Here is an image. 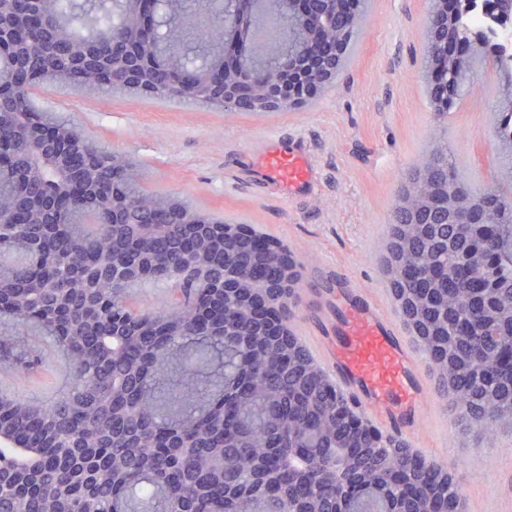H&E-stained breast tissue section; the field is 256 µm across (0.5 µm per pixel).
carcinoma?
Masks as SVG:
<instances>
[{"mask_svg": "<svg viewBox=\"0 0 512 512\" xmlns=\"http://www.w3.org/2000/svg\"><path fill=\"white\" fill-rule=\"evenodd\" d=\"M152 34H140L137 5L113 13L79 0H0V28L22 29L5 44L4 68L23 84L0 93V138L10 150L0 174V365H38L33 332L59 349L72 383L45 403L0 400V512H445L456 495L448 466L389 436L373 438L342 417L344 393L293 334L259 323L253 295L297 316L281 266L287 249L255 255L224 240V221L190 200L148 192L126 157L84 139L66 118L39 111L32 89L65 84L169 98L174 61L189 101L230 27L250 20L238 0H215L212 18L154 0ZM461 8L454 40L471 35ZM367 21V0L336 18L350 61ZM475 56L453 78L423 53L431 102L446 112ZM512 103L497 134L512 150ZM476 201L469 220L448 216V196ZM389 286L443 381L457 424L486 431L512 425V196L470 190L448 151L425 154L407 176L388 225ZM216 282L235 270L234 289L205 292L190 271ZM164 284L174 301L137 312L128 289Z\"/></svg>", "mask_w": 512, "mask_h": 512, "instance_id": "obj_1", "label": "carcinoma"}]
</instances>
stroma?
Wrapping results in <instances>:
<instances>
[{"label": "stroma", "instance_id": "35a3bbf8", "mask_svg": "<svg viewBox=\"0 0 512 512\" xmlns=\"http://www.w3.org/2000/svg\"><path fill=\"white\" fill-rule=\"evenodd\" d=\"M427 0H370L368 24L346 71L310 108L267 115L219 110L176 99L69 87L35 91L38 109L60 113L85 139L133 158L147 191L169 192L215 215L238 218L288 246L312 288L347 275L363 288L385 287L387 227L405 176L437 146L468 187L499 181L512 194V155L494 134L506 92L493 63L475 66L454 106L433 111L421 71ZM270 134L303 138L314 166L312 192L289 199L249 178L251 140ZM42 365L20 376L0 366V394L42 402L69 376L53 345L35 336ZM448 456L455 482L467 481L479 457L487 478L478 499L512 493V478L494 475L512 427L488 432L451 427Z\"/></svg>", "mask_w": 512, "mask_h": 512}]
</instances>
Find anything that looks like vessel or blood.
Here are the masks:
<instances>
[{
    "instance_id": "b4317fda",
    "label": "vessel or blood",
    "mask_w": 512,
    "mask_h": 512,
    "mask_svg": "<svg viewBox=\"0 0 512 512\" xmlns=\"http://www.w3.org/2000/svg\"><path fill=\"white\" fill-rule=\"evenodd\" d=\"M306 154L299 139L285 144L255 139L251 175L286 196L310 192L314 176ZM332 293L335 334L303 337L304 347L368 420L419 447L428 416L447 415L422 353L378 291L356 288L350 277L340 275Z\"/></svg>"
}]
</instances>
